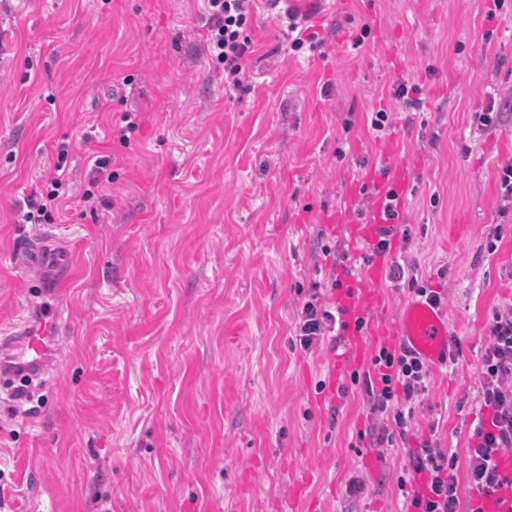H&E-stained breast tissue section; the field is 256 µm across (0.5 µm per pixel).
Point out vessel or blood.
Here are the masks:
<instances>
[{
	"instance_id": "1",
	"label": "vessel or blood",
	"mask_w": 512,
	"mask_h": 512,
	"mask_svg": "<svg viewBox=\"0 0 512 512\" xmlns=\"http://www.w3.org/2000/svg\"><path fill=\"white\" fill-rule=\"evenodd\" d=\"M386 193L385 186H378L373 219L366 224L354 225V243L366 245L378 239L383 226ZM382 273V262L372 260L366 266L365 276L350 289L338 293V300L347 305L354 315H364L382 301L378 290ZM60 319L61 314L57 311L23 318L17 324L9 345L13 359L28 370H47L50 350L61 334ZM392 333L430 365L439 363L442 354L448 350V319L445 311L419 298L406 302Z\"/></svg>"
}]
</instances>
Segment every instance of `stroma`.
Returning a JSON list of instances; mask_svg holds the SVG:
<instances>
[{
  "label": "stroma",
  "instance_id": "obj_1",
  "mask_svg": "<svg viewBox=\"0 0 512 512\" xmlns=\"http://www.w3.org/2000/svg\"><path fill=\"white\" fill-rule=\"evenodd\" d=\"M321 45L295 52L256 0L243 86L213 76L203 0H0V337L70 277L64 329L31 398L0 387V512H402L397 479L436 426L456 456L482 412L478 373L512 304V0H288ZM370 33L353 47L362 26ZM420 87L424 107L393 98ZM496 104L485 130L475 113ZM391 112L386 134L370 112ZM135 113L129 144L112 136ZM67 144L68 200L21 224ZM406 166L409 238L386 262L447 301L461 354L431 366L404 439L379 456L362 386L331 390L335 341L300 348L311 283L372 212L385 150ZM112 156L107 206L81 196ZM53 233L52 272L25 238ZM364 483L349 496L352 477Z\"/></svg>",
  "mask_w": 512,
  "mask_h": 512
}]
</instances>
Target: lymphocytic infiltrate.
<instances>
[{
    "label": "lymphocytic infiltrate",
    "instance_id": "obj_1",
    "mask_svg": "<svg viewBox=\"0 0 512 512\" xmlns=\"http://www.w3.org/2000/svg\"><path fill=\"white\" fill-rule=\"evenodd\" d=\"M254 0H206L209 25L207 47L215 70L225 85L241 87L245 62L253 52L247 32ZM67 145L56 148V159L49 179L50 190H32L24 199L23 222L38 224L51 218L62 201L66 187ZM336 277L326 286H312L307 300L297 313L294 334L301 348L314 349L324 337L346 331L363 330L365 322L344 320V308L326 300L325 295L340 288ZM352 382H363L369 406L378 422L369 441L378 452L394 446L405 436L415 407L427 392L430 370L425 362L403 345H378L363 372H352ZM488 420L475 427L467 455V481L474 494L492 498L512 485V475L500 470L497 461L512 451V307L496 312L489 327V340L482 356L479 396ZM456 462L439 438L421 439L408 454L406 470L420 479L419 488L407 495L406 512H458L460 500L454 473Z\"/></svg>",
    "mask_w": 512,
    "mask_h": 512
}]
</instances>
